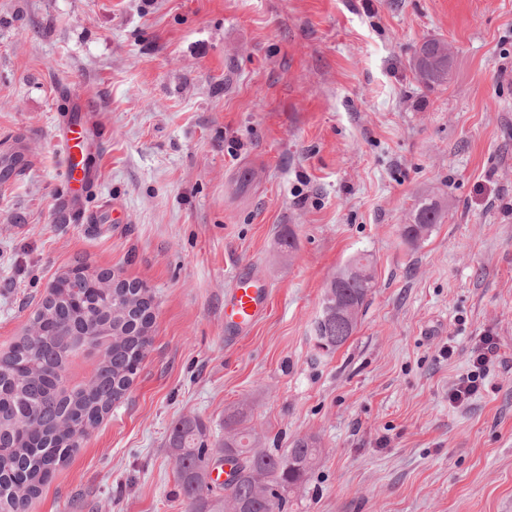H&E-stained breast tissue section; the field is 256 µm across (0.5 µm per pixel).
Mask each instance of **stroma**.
<instances>
[{"label":"stroma","mask_w":512,"mask_h":512,"mask_svg":"<svg viewBox=\"0 0 512 512\" xmlns=\"http://www.w3.org/2000/svg\"><path fill=\"white\" fill-rule=\"evenodd\" d=\"M430 38L453 56L432 91L409 64ZM508 53L512 0H0V351L78 261L155 313L130 390L30 512H186L184 416L216 440L230 416L268 448L316 437L288 512H512ZM72 94L99 182L68 219ZM422 196L447 217L410 245ZM360 254L373 294L320 352L324 288ZM240 275L270 290L242 332L224 323ZM485 334L486 387L452 407Z\"/></svg>","instance_id":"stroma-1"}]
</instances>
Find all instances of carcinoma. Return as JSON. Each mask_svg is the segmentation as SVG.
<instances>
[{"mask_svg":"<svg viewBox=\"0 0 512 512\" xmlns=\"http://www.w3.org/2000/svg\"><path fill=\"white\" fill-rule=\"evenodd\" d=\"M450 64L448 43L439 39L425 40L411 60L417 82L429 90L448 83ZM444 218L441 204L421 197L402 236L419 243ZM373 288L363 256L327 284L314 331L329 351L352 336ZM153 323L151 298L133 280L91 274L80 263L56 277L24 334L0 353V512H29L51 469L125 396ZM224 429L218 445L195 417L178 420L170 430L168 448L188 512H288L290 492L318 462L317 440L307 436L286 448H264L232 419ZM222 463L236 476L217 492L207 475Z\"/></svg>","mask_w":512,"mask_h":512,"instance_id":"1","label":"carcinoma"}]
</instances>
